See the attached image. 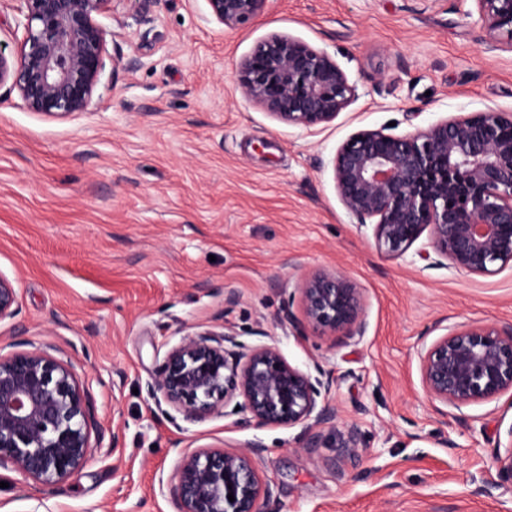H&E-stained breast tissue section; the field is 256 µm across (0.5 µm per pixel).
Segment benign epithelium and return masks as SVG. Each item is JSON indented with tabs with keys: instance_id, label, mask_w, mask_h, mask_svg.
Masks as SVG:
<instances>
[{
	"instance_id": "1",
	"label": "benign epithelium",
	"mask_w": 512,
	"mask_h": 512,
	"mask_svg": "<svg viewBox=\"0 0 512 512\" xmlns=\"http://www.w3.org/2000/svg\"><path fill=\"white\" fill-rule=\"evenodd\" d=\"M24 35L16 55L0 53V87L10 84L23 107L65 119L88 110L97 95L112 33L99 17L112 0H17ZM208 14L229 29L246 27L270 0H206ZM476 23L512 49V0H473ZM239 95L277 120L306 130L336 121L356 96L325 51L281 34L260 41L234 75ZM512 113L457 114L412 133L360 130L332 161L337 195L359 225L373 224L376 249L399 259L423 234L432 252L456 269L491 276L512 266ZM430 252V253H432ZM427 251L416 255L427 260ZM302 317L295 329L322 336L362 334L363 294L336 268L300 280ZM17 294L0 275V321L16 313ZM433 401L461 409L512 392V327L460 324L421 356ZM333 378L290 364L273 345L246 346L231 327L185 334L160 364L154 391L189 421L230 403L240 423L310 430L336 412L325 401ZM498 475L512 481V426ZM92 396L71 364L42 349L0 354V467L42 485L72 476L102 447ZM262 448L202 447L182 456L169 494L175 512H267L272 488L257 468ZM233 494L234 500L228 499Z\"/></svg>"
}]
</instances>
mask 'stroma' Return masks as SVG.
Masks as SVG:
<instances>
[{
	"instance_id": "stroma-1",
	"label": "stroma",
	"mask_w": 512,
	"mask_h": 512,
	"mask_svg": "<svg viewBox=\"0 0 512 512\" xmlns=\"http://www.w3.org/2000/svg\"><path fill=\"white\" fill-rule=\"evenodd\" d=\"M473 0H273L243 29L205 0H116L92 105L67 120L0 89V275L18 296L0 350L71 363L115 447L43 486L0 468V512H174L185 450L263 446L270 512H512L495 447L512 396L451 415L431 401L420 356L436 326H512V267L471 275L445 259H391L333 179L352 134L404 135L459 113H512V49H489ZM326 51L356 87L331 125L276 120L235 90L240 61L271 33ZM338 268L364 293L362 335L299 334L298 281ZM233 326L292 365L334 379V425L185 421L150 392L166 352L197 328ZM351 458L336 463L347 427Z\"/></svg>"
}]
</instances>
